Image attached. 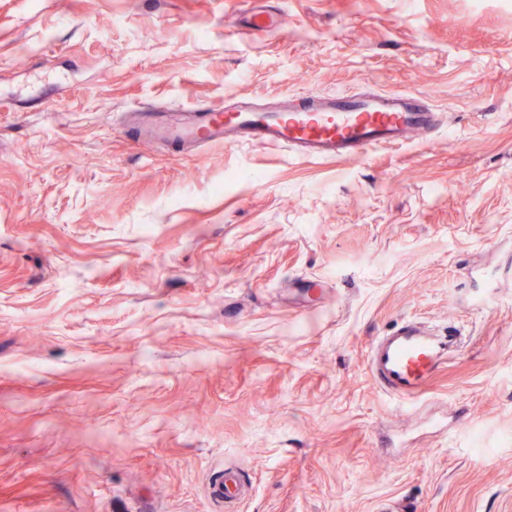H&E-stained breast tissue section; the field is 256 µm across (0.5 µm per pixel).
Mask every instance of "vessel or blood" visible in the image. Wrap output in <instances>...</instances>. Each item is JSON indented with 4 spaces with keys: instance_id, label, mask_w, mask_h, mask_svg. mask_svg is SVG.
Here are the masks:
<instances>
[{
    "instance_id": "obj_1",
    "label": "vessel or blood",
    "mask_w": 512,
    "mask_h": 512,
    "mask_svg": "<svg viewBox=\"0 0 512 512\" xmlns=\"http://www.w3.org/2000/svg\"><path fill=\"white\" fill-rule=\"evenodd\" d=\"M130 123L150 139L182 147L248 142L291 148L307 159H360L374 146L430 142L438 114L425 97L408 92L312 91L274 108L204 105L171 122L142 107L131 113ZM452 343L450 336L405 323L373 340L370 371L394 398H415L447 359ZM243 488L239 472L228 467L211 481L210 496L221 503L239 497Z\"/></svg>"
}]
</instances>
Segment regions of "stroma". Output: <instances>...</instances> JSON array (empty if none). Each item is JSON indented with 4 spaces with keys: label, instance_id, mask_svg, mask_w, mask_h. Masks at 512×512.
<instances>
[{
    "label": "stroma",
    "instance_id": "stroma-1",
    "mask_svg": "<svg viewBox=\"0 0 512 512\" xmlns=\"http://www.w3.org/2000/svg\"><path fill=\"white\" fill-rule=\"evenodd\" d=\"M311 90L440 125L341 162L128 125ZM405 320L462 338L408 409L367 367ZM228 464L233 512H512V0H0V512H216ZM244 484L237 470L225 467L224 473L219 474L210 482V496L217 502H226L229 499L239 497Z\"/></svg>",
    "mask_w": 512,
    "mask_h": 512
}]
</instances>
